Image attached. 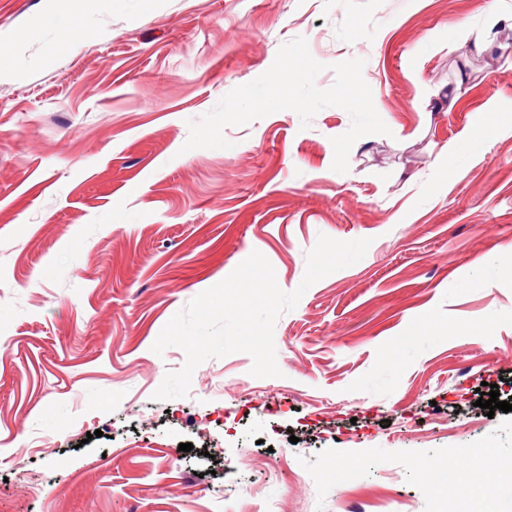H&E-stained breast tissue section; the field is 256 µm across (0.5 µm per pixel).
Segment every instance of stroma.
<instances>
[{"label":"stroma","instance_id":"35a3bbf8","mask_svg":"<svg viewBox=\"0 0 512 512\" xmlns=\"http://www.w3.org/2000/svg\"><path fill=\"white\" fill-rule=\"evenodd\" d=\"M50 5L0 0V512H455L424 461L512 462L476 405L512 397V0H124L56 53L18 39ZM297 37L320 88L363 60L390 135L344 173L336 106L184 151ZM322 234L371 245L277 320L280 376L236 352L153 400L178 311L255 251L294 291Z\"/></svg>","mask_w":512,"mask_h":512}]
</instances>
